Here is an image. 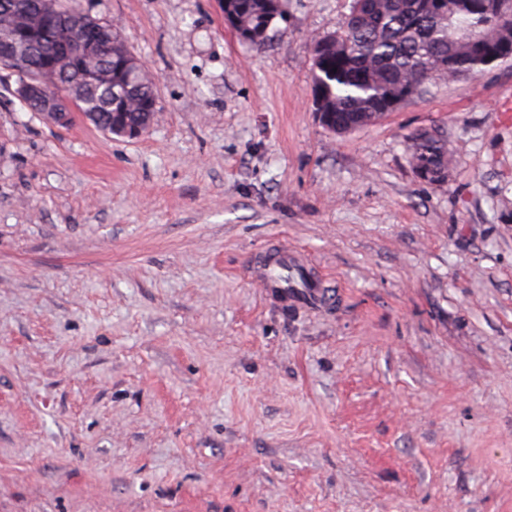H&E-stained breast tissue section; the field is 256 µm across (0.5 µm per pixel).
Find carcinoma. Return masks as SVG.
Masks as SVG:
<instances>
[{
	"mask_svg": "<svg viewBox=\"0 0 512 512\" xmlns=\"http://www.w3.org/2000/svg\"><path fill=\"white\" fill-rule=\"evenodd\" d=\"M275 0H224V12L236 18L243 31L274 29ZM370 10L345 21L318 53L321 63L311 66L312 92L321 110L356 127L366 125L373 102L393 98L408 87L412 98L422 95L436 80L474 76L483 67L479 50L465 33L487 39L512 40V24L485 10L483 0H443L440 17L420 8V0H370ZM71 11V27L55 23L35 26L19 36L27 45L33 68L53 57L59 42L77 36L80 0H64ZM155 83L129 82L112 87V102L101 92L89 95L86 110L97 113L96 128L109 124L149 128L159 111ZM413 168L429 175L428 183L443 182L453 165L445 139L421 130L405 139Z\"/></svg>",
	"mask_w": 512,
	"mask_h": 512,
	"instance_id": "cac0c4a2",
	"label": "carcinoma"
}]
</instances>
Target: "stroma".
Wrapping results in <instances>:
<instances>
[{
    "label": "stroma",
    "instance_id": "obj_1",
    "mask_svg": "<svg viewBox=\"0 0 512 512\" xmlns=\"http://www.w3.org/2000/svg\"><path fill=\"white\" fill-rule=\"evenodd\" d=\"M285 5L257 51L224 0H81L156 82L133 141L0 72V512H512V63L336 134L351 0ZM289 252L327 300L260 287ZM406 150L413 168L429 175L426 182L441 183L448 177L453 158L445 139L435 131L421 130L405 139Z\"/></svg>",
    "mask_w": 512,
    "mask_h": 512
}]
</instances>
